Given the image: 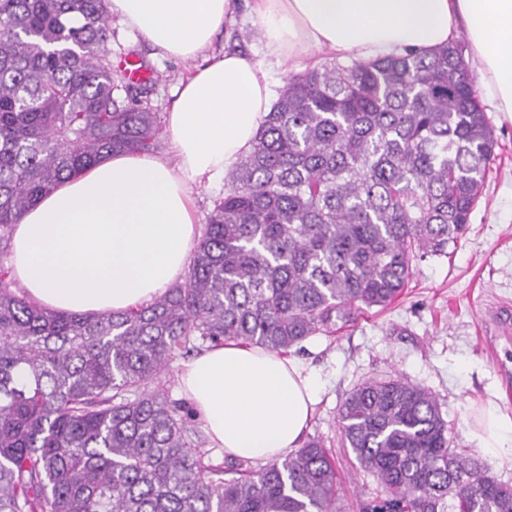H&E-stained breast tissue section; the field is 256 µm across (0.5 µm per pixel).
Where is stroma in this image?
Here are the masks:
<instances>
[{"mask_svg": "<svg viewBox=\"0 0 512 512\" xmlns=\"http://www.w3.org/2000/svg\"><path fill=\"white\" fill-rule=\"evenodd\" d=\"M112 59H135L152 76L149 98L164 112L193 65L153 54L112 24ZM263 50L256 27L236 10L211 52ZM498 146L469 229L447 255L419 266L403 295L389 308L361 311L333 333L318 334L291 349L321 378L307 437L325 439L350 505L374 497L377 482L342 445L337 417L346 395L369 378H404L429 390L448 422V434L466 448L475 407L494 403L512 416V335L497 333L495 311L512 307V120L490 113Z\"/></svg>", "mask_w": 512, "mask_h": 512, "instance_id": "35a3bbf8", "label": "stroma"}]
</instances>
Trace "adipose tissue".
I'll return each instance as SVG.
<instances>
[{"label": "adipose tissue", "instance_id": "adipose-tissue-1", "mask_svg": "<svg viewBox=\"0 0 512 512\" xmlns=\"http://www.w3.org/2000/svg\"><path fill=\"white\" fill-rule=\"evenodd\" d=\"M235 5L107 0L142 41L196 67L167 112V157L112 154L15 224L10 275L33 301L62 312H124L182 279L197 234L191 189L222 182L251 148L274 101L266 60L298 70L314 49L362 60L429 51L462 30L493 111L512 118V0H245L265 60L227 51L197 65ZM179 381L213 445L264 463L300 448L318 390L297 360L233 342L184 362ZM469 434L499 457L512 441V416L481 408Z\"/></svg>", "mask_w": 512, "mask_h": 512}]
</instances>
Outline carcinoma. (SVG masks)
<instances>
[{"label":"carcinoma","instance_id":"cac0c4a2","mask_svg":"<svg viewBox=\"0 0 512 512\" xmlns=\"http://www.w3.org/2000/svg\"><path fill=\"white\" fill-rule=\"evenodd\" d=\"M111 40L106 0H0L1 256L38 198L151 148L158 113L115 82ZM495 147L461 41L334 60L288 79L153 302L59 313L0 269V512H347L320 439L259 468L205 464L162 375L198 339L286 355L393 303L465 232ZM338 429L381 487L359 512H512L416 384L362 381Z\"/></svg>","mask_w":512,"mask_h":512}]
</instances>
